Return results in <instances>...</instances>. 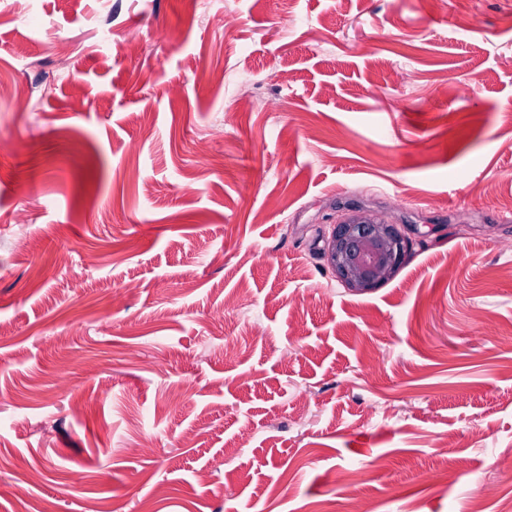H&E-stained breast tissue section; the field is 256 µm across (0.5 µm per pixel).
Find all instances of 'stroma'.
Masks as SVG:
<instances>
[{
    "mask_svg": "<svg viewBox=\"0 0 512 512\" xmlns=\"http://www.w3.org/2000/svg\"><path fill=\"white\" fill-rule=\"evenodd\" d=\"M510 55L512 0H0V512L512 500ZM352 206L414 242L364 295Z\"/></svg>",
    "mask_w": 512,
    "mask_h": 512,
    "instance_id": "35a3bbf8",
    "label": "stroma"
}]
</instances>
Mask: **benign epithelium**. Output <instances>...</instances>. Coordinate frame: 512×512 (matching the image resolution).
I'll return each mask as SVG.
<instances>
[{
  "label": "benign epithelium",
  "instance_id": "7a95c632",
  "mask_svg": "<svg viewBox=\"0 0 512 512\" xmlns=\"http://www.w3.org/2000/svg\"><path fill=\"white\" fill-rule=\"evenodd\" d=\"M408 249L398 225L356 208L333 224L325 258L342 284L363 294L391 280Z\"/></svg>",
  "mask_w": 512,
  "mask_h": 512
}]
</instances>
